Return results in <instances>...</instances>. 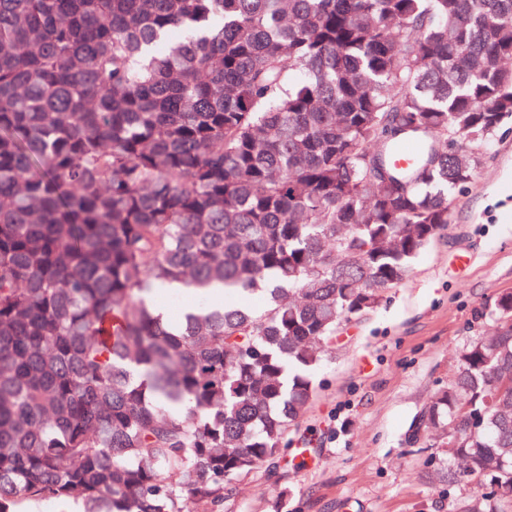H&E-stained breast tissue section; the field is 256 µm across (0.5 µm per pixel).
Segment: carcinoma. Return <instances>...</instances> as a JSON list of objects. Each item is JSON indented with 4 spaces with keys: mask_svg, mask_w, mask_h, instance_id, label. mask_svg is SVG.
<instances>
[{
    "mask_svg": "<svg viewBox=\"0 0 512 512\" xmlns=\"http://www.w3.org/2000/svg\"><path fill=\"white\" fill-rule=\"evenodd\" d=\"M503 61L512 0H0V512H225L276 467L512 121ZM172 283L224 303L173 327ZM488 315L408 434L488 489L459 512H512V293Z\"/></svg>",
    "mask_w": 512,
    "mask_h": 512,
    "instance_id": "cac0c4a2",
    "label": "carcinoma"
}]
</instances>
